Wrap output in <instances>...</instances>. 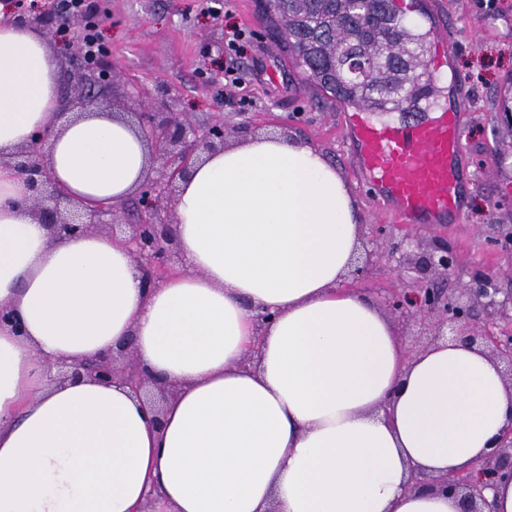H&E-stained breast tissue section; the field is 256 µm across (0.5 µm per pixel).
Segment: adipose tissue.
I'll list each match as a JSON object with an SVG mask.
<instances>
[{"label": "adipose tissue", "mask_w": 512, "mask_h": 512, "mask_svg": "<svg viewBox=\"0 0 512 512\" xmlns=\"http://www.w3.org/2000/svg\"><path fill=\"white\" fill-rule=\"evenodd\" d=\"M60 63L0 25V155L36 132L81 199L132 196L147 145L107 112L58 125ZM0 168V512H460L409 472L478 468L512 419V387L482 350L407 356L389 318L338 285L360 209L320 151L258 136L196 163L172 227L186 272L145 289L126 245L60 239ZM269 314L258 329V314ZM133 341L176 385L162 414L122 384L49 383L44 361Z\"/></svg>", "instance_id": "1"}]
</instances>
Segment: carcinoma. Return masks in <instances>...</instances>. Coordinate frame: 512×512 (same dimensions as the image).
Masks as SVG:
<instances>
[{"mask_svg": "<svg viewBox=\"0 0 512 512\" xmlns=\"http://www.w3.org/2000/svg\"><path fill=\"white\" fill-rule=\"evenodd\" d=\"M266 20L304 85L365 112H409L439 97L430 31L395 0H271Z\"/></svg>", "mask_w": 512, "mask_h": 512, "instance_id": "cac0c4a2", "label": "carcinoma"}]
</instances>
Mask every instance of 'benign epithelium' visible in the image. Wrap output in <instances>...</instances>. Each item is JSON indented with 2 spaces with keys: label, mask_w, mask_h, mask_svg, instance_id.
Returning a JSON list of instances; mask_svg holds the SVG:
<instances>
[{
  "label": "benign epithelium",
  "mask_w": 512,
  "mask_h": 512,
  "mask_svg": "<svg viewBox=\"0 0 512 512\" xmlns=\"http://www.w3.org/2000/svg\"><path fill=\"white\" fill-rule=\"evenodd\" d=\"M99 69L95 74L81 67L68 77L78 90L64 99L63 110L100 108L101 97L81 91V87L91 82L101 86L112 82L110 66L102 63ZM130 109L134 110L139 129L155 149L152 157L155 166L150 168L152 175L137 191L141 207L134 224L118 223L122 209L118 201L86 202L70 197L49 172L46 156L40 149L46 137L43 132L36 135V142L7 158L0 156V165L11 168L25 180L31 191L30 206L34 215L49 225L56 236L72 238L102 232L114 238L122 237L141 278L156 286L177 253L171 224L175 223L174 204L179 184L203 154L224 149V120L196 129L175 112L151 111L149 101L140 94L131 99ZM108 214L112 215V222L107 224L102 217ZM404 247L416 254V287L403 288L393 294L391 307L406 318L432 320V344L451 338L482 349L512 386V290L504 291L493 278L480 273L471 274L457 290L440 288L435 277L458 269L456 252L448 241L440 238L425 241L406 234L393 249L399 251ZM375 255V250L364 248L363 259L351 267L348 276L353 280L363 278ZM45 367L49 371L59 368L58 374L50 376L52 382L85 377L103 383L120 382L157 404L171 398L175 392L174 387L157 385L138 370L131 341L121 345L110 358L70 364L48 361ZM503 480L512 481V422L502 430L496 448L481 462L477 472L460 471L435 477L413 470L407 487L455 497L463 504L462 512H494L488 494Z\"/></svg>",
  "instance_id": "benign-epithelium-1"
}]
</instances>
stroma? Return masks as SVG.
I'll list each match as a JSON object with an SVG mask.
<instances>
[{
    "mask_svg": "<svg viewBox=\"0 0 512 512\" xmlns=\"http://www.w3.org/2000/svg\"><path fill=\"white\" fill-rule=\"evenodd\" d=\"M107 14L100 37L112 65L103 98L109 112H127L133 92L154 106L169 105L194 125L224 119L226 142L241 140V123L254 134L280 132L297 137L336 164L356 196L363 223L380 227L378 259L355 281L392 322L407 344L425 342L428 321L410 322L392 311L391 293L411 287L416 277L392 248L400 222L376 199L361 173L350 125L351 108L331 104L302 86L278 43L258 14L256 0H91ZM419 24L446 32L442 62L434 72L441 105L460 107L462 165L468 182L463 216L457 224L419 228L421 238H446L464 272H485L512 289V251L497 238L512 227V129L502 115L512 111V0H397ZM251 42L247 54L229 50L234 30ZM236 70L228 86L224 74Z\"/></svg>",
    "mask_w": 512,
    "mask_h": 512,
    "instance_id": "stroma-1",
    "label": "stroma"
}]
</instances>
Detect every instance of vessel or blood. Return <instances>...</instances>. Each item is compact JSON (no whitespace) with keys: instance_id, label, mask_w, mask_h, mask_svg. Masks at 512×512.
Here are the masks:
<instances>
[{"instance_id":"obj_1","label":"vessel or blood","mask_w":512,"mask_h":512,"mask_svg":"<svg viewBox=\"0 0 512 512\" xmlns=\"http://www.w3.org/2000/svg\"><path fill=\"white\" fill-rule=\"evenodd\" d=\"M358 157L380 196L407 224L460 219L456 158L462 150L457 109L410 126L353 118Z\"/></svg>"}]
</instances>
